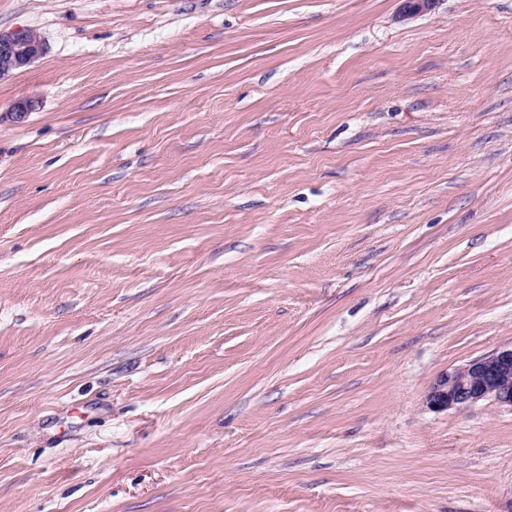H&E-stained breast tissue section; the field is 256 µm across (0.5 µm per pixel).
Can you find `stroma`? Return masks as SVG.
Listing matches in <instances>:
<instances>
[{"label": "stroma", "instance_id": "obj_1", "mask_svg": "<svg viewBox=\"0 0 512 512\" xmlns=\"http://www.w3.org/2000/svg\"><path fill=\"white\" fill-rule=\"evenodd\" d=\"M0 512H512V0H0ZM36 101L23 122L13 103ZM43 52L42 39L31 30L0 31V78L31 64ZM486 400L512 409V342L441 373L425 399L435 412Z\"/></svg>", "mask_w": 512, "mask_h": 512}]
</instances>
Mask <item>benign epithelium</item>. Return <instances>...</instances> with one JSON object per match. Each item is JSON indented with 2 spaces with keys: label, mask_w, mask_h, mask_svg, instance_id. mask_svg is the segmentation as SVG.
Here are the masks:
<instances>
[{
  "label": "benign epithelium",
  "mask_w": 512,
  "mask_h": 512,
  "mask_svg": "<svg viewBox=\"0 0 512 512\" xmlns=\"http://www.w3.org/2000/svg\"><path fill=\"white\" fill-rule=\"evenodd\" d=\"M43 52L42 39L31 30L0 31V78L31 64ZM486 400L512 408V343L438 375L426 406L440 412Z\"/></svg>",
  "instance_id": "benign-epithelium-1"
}]
</instances>
